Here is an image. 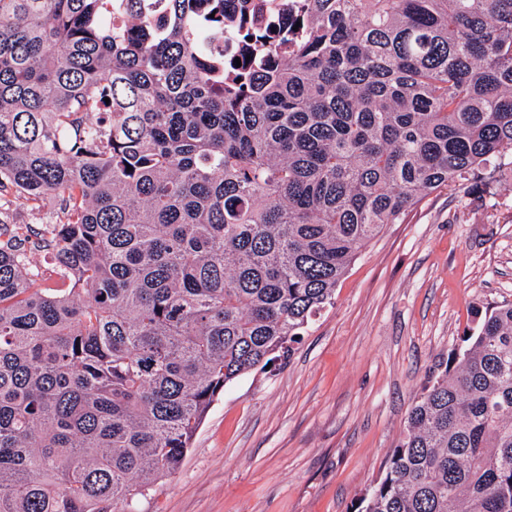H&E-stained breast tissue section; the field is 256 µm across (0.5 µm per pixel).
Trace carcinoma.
<instances>
[{
    "mask_svg": "<svg viewBox=\"0 0 512 512\" xmlns=\"http://www.w3.org/2000/svg\"><path fill=\"white\" fill-rule=\"evenodd\" d=\"M259 5L0 0V210L59 202L0 230V512H121L386 225L512 166V0ZM351 512H512V304ZM56 209V201L50 197L39 201L18 197L13 199L7 210H3V216L11 224H43L50 219Z\"/></svg>",
    "mask_w": 512,
    "mask_h": 512,
    "instance_id": "cac0c4a2",
    "label": "carcinoma"
}]
</instances>
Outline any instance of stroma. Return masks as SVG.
I'll list each match as a JSON object with an SVG mask.
<instances>
[{"label":"stroma","mask_w":512,"mask_h":512,"mask_svg":"<svg viewBox=\"0 0 512 512\" xmlns=\"http://www.w3.org/2000/svg\"><path fill=\"white\" fill-rule=\"evenodd\" d=\"M512 304V166L387 225L290 358L228 384L182 467L132 512H349L475 313Z\"/></svg>","instance_id":"obj_1"}]
</instances>
